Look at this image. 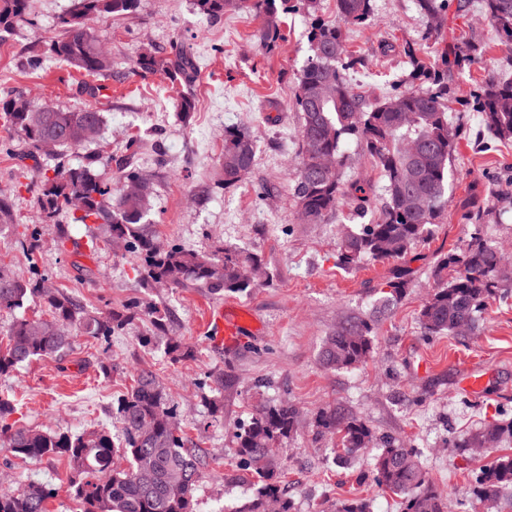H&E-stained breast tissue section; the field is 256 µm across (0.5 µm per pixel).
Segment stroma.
<instances>
[{
    "mask_svg": "<svg viewBox=\"0 0 512 512\" xmlns=\"http://www.w3.org/2000/svg\"><path fill=\"white\" fill-rule=\"evenodd\" d=\"M462 2L448 0L445 31L438 38L429 36L415 0H375L372 26L347 31L349 50L363 60L349 80L372 103L402 90L407 65L398 49L403 44L423 45L433 64L458 41L482 46L455 78L452 121L458 140L447 214L432 238L403 259L370 261L351 271L336 263L338 222L301 223L290 194V169L301 146L295 91L313 16L278 11L280 38L268 51L255 37L259 21L252 15L209 19L198 13L194 0H141L132 13L94 21L99 41L112 55V75L87 78L51 58L39 71L25 70L26 58L45 51L58 32V18L71 5V0H32L37 28L20 25L0 34V100L21 93L39 106L97 107L104 115L99 146L110 168H117L125 138L143 141L139 163L153 176L152 219L163 241L200 249L220 239L259 253L274 278L221 297L197 289L146 288L131 257L114 254L104 243L88 251L95 229L83 224L70 225L65 246L47 235L36 252L27 253L19 243L24 228L45 221L28 188L34 171L0 153V194L11 196L15 216L14 227L0 233V264L24 272L37 263L55 285L89 306L118 309L137 297L168 308L172 335L197 350L196 359L175 362L163 348L141 346L138 337L148 326L144 316L124 335L79 339L64 361L37 360L0 382L17 395L16 420L73 433L111 426L117 396L139 372L153 371L183 429L209 461L195 493L196 512H237L252 492V478L235 456L238 426L258 400L286 401L300 412L281 475L296 512H330V503L351 499L369 501L371 512H399L397 497L375 486L370 454L345 468L333 464V442L317 434L313 421L322 408L334 405L366 421L377 435L396 436L416 448L438 491L450 494L454 512H496L474 496V473L512 455V443L476 452L464 442L484 424L512 421V303L490 298L478 330L469 336L428 337L418 323V312L437 285V257L462 248L475 229L466 201L512 172V142L490 140L472 108L488 78L512 80V52L480 6L466 8ZM177 42L196 60L190 81L174 86L160 75L134 72L139 48L165 56ZM84 81L101 87V94L78 95ZM183 94L194 101L186 117L178 109ZM231 126L256 137L259 149L244 182L221 190L215 181L224 130ZM261 183L273 189L265 201L253 192ZM79 263L88 267L90 279L79 280ZM398 273L408 282L406 292L378 323L366 364L354 370L322 368L324 336L340 322L369 313ZM218 304L251 312L260 335L246 337L231 353L215 347L206 315ZM216 369L224 373V409L215 418L206 379ZM469 377L479 380L477 390L465 386ZM68 470L57 458L24 462L0 450V474L9 475V488L31 480L57 487L48 512H72Z\"/></svg>",
    "mask_w": 512,
    "mask_h": 512,
    "instance_id": "stroma-1",
    "label": "stroma"
}]
</instances>
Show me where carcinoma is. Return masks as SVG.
<instances>
[{
  "label": "carcinoma",
  "instance_id": "obj_1",
  "mask_svg": "<svg viewBox=\"0 0 512 512\" xmlns=\"http://www.w3.org/2000/svg\"><path fill=\"white\" fill-rule=\"evenodd\" d=\"M336 19L318 20L308 35V57L297 78L296 107L300 112L301 149L292 172L291 195L304 224H325L344 211L349 218L363 219L352 228L341 225L336 241L337 265L355 270L364 262L403 258L417 243L432 234L448 208V177L457 142L448 122V70H461L481 50L465 40L454 44L443 68L426 67L423 51L407 43L403 55L410 67L403 82L404 92L369 103L348 79V72L361 59L350 55L345 29L367 28L374 17V0H335ZM29 0H0V33L19 23L35 26ZM139 0H72L70 10L58 21L59 34L47 53L89 76L112 73V57L97 40L90 22L105 16H120L136 9ZM276 0H195L199 13L220 18L227 12L248 13L262 19L260 44L268 46L279 38L275 17ZM485 14L512 52V0H480ZM428 22L429 32L439 34L446 0H416ZM134 69L158 73L174 82L188 79L196 70L194 57L175 46L165 58L142 50L133 59ZM21 98L0 101V119L8 136L0 140V152L12 154L18 144L38 160L37 201L48 224H36L23 239L28 250L39 247L45 234L65 245L68 225L54 224L61 212L75 224H95L103 238L98 241L124 243V252L141 267L146 288H204L213 295L243 292L273 279L261 280L251 271L263 264L248 249L218 239L207 248L195 250L158 240L151 219L154 206L153 181L142 191L129 194L124 184L144 176L137 163L141 146L129 138L124 146V166L119 176L103 163L102 154L88 151L76 167L65 161L66 153L84 149L95 141L104 123L101 111L84 106L73 110L18 107ZM476 111L488 134L498 141H512V84L491 79L477 98ZM55 142L54 151L43 154L40 144ZM357 143L373 170L384 180L381 205L374 202L373 185L367 179H344L348 142ZM258 150L257 141L246 131L224 130V150L218 186L239 185L250 173ZM336 158L332 168L323 158ZM512 212V176L486 201L468 210L473 224H499ZM438 286L419 310L423 335L473 333L488 298L512 295V274L495 244L477 231L465 248L439 257L435 263ZM389 294L376 309L383 312L402 298L405 276L388 282ZM43 304L46 318L16 317L0 337V380L15 376L24 365L38 359L59 361L79 336L107 340L125 333L145 311L151 328L139 337L143 345L164 344L165 354L175 362L191 360L195 350L168 337V312L144 306L135 298L122 310L89 307L77 296L57 287L32 266L21 274L0 266V312H16L31 302ZM377 326L373 313L352 318L336 326L325 337L321 360L331 370L357 369L372 353V336ZM214 396L212 416L222 412L224 373L209 375ZM17 413L11 392L0 389V447L23 461L44 458L66 460L69 487L76 512H195V493L209 462L184 433L177 409L170 403L159 377L144 371L135 384L120 396L115 408L117 433L102 428L89 434L43 430L18 425L10 420ZM299 412L295 405H272L259 401L249 420L236 434L240 466L253 478V492L237 512H296L293 499L279 484L281 449L296 432ZM318 433L336 440L334 463L347 465L363 449L372 446L373 482L401 499V512H450L423 470L418 453L391 436L378 437L360 418L329 407L314 418ZM512 439V422L491 423L471 435L470 445L494 449ZM126 461L121 467L114 458ZM512 456L482 468L475 476L474 495L481 502L506 503L512 508ZM56 494L52 485L31 481L16 491H0V512H47L48 500Z\"/></svg>",
  "mask_w": 512,
  "mask_h": 512
}]
</instances>
